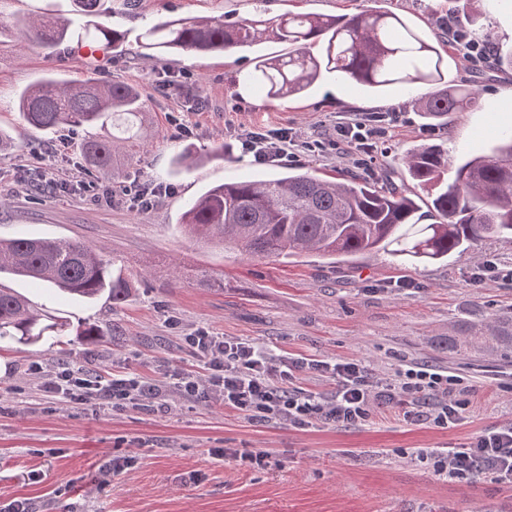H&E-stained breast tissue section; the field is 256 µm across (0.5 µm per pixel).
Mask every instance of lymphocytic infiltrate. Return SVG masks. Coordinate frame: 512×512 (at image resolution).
Wrapping results in <instances>:
<instances>
[{"instance_id": "1", "label": "lymphocytic infiltrate", "mask_w": 512, "mask_h": 512, "mask_svg": "<svg viewBox=\"0 0 512 512\" xmlns=\"http://www.w3.org/2000/svg\"><path fill=\"white\" fill-rule=\"evenodd\" d=\"M380 136L368 119L343 123L336 130L337 142L353 148L362 167L377 151ZM296 142L287 130L251 132L242 148L255 162L270 165L291 157ZM185 343L207 366L205 377L173 372L161 382L135 374L104 380L63 365L47 389L69 402L109 405L116 411L151 402L161 412L169 410L167 395L173 391L185 399L223 403L256 422L285 423L297 429L360 425L370 418L374 402L380 399L401 406L407 422L445 429L464 420L471 405L472 386L441 369L411 365L399 370L393 382L383 384L358 362L276 358L253 343L206 331L186 336ZM299 372L331 381L332 391L307 394L293 389ZM428 457L440 479L460 482L488 477L512 486V422L481 434L468 445L431 449Z\"/></svg>"}]
</instances>
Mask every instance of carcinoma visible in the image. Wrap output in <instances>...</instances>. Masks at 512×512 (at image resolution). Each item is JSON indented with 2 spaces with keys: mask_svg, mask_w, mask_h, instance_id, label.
<instances>
[{
  "mask_svg": "<svg viewBox=\"0 0 512 512\" xmlns=\"http://www.w3.org/2000/svg\"><path fill=\"white\" fill-rule=\"evenodd\" d=\"M70 18L16 16L0 22V42L37 43L55 51L64 42L128 44V33L112 25L131 0H70ZM267 41L288 44V53L254 57L250 78L268 97L300 96L325 74L380 91L388 86L426 85L412 100L427 119L475 106L478 91L469 84L448 85V57L438 33L422 34L391 12L340 16L287 12L275 18L258 10L248 18L167 16L142 28L135 38L143 57L184 52L224 54ZM18 111L34 129L51 132L105 127L119 131L108 139L89 137L82 158L98 178L120 176L117 157L142 140L144 111L139 91L130 85L91 77L82 82L50 73L21 92ZM203 158L195 147L175 158L189 168ZM410 178L422 186L438 184L448 172V154L423 144L404 156ZM433 223L424 224L419 206L402 191L382 189L367 177L321 179L309 170L288 168L273 179L237 181L202 192L183 212L180 226L198 241L237 248L250 257L318 254L338 262L384 250L413 263L441 260L471 244L512 235V129L491 155H478L457 167L454 180L432 200ZM28 278L60 296L92 302L105 295L126 301L128 280L114 272L97 247L78 241L31 235L0 238V278ZM66 335L62 323L45 324L31 303L10 288H0V341L36 344L49 335ZM496 351L512 348V322L479 328L447 348L461 344Z\"/></svg>",
  "mask_w": 512,
  "mask_h": 512,
  "instance_id": "obj_1",
  "label": "carcinoma"
}]
</instances>
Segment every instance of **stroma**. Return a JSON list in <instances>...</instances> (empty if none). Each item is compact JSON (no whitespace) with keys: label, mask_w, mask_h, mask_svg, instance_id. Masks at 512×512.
Segmentation results:
<instances>
[{"label":"stroma","mask_w":512,"mask_h":512,"mask_svg":"<svg viewBox=\"0 0 512 512\" xmlns=\"http://www.w3.org/2000/svg\"><path fill=\"white\" fill-rule=\"evenodd\" d=\"M266 2L269 17L382 10L425 31L451 16L461 22L471 16L467 0ZM255 8V0H138L114 22L134 33L167 15L237 20ZM447 50L449 79L475 84L479 99L437 126L410 103L422 95L419 87L395 85L370 95L329 78L306 95L270 99L246 79L256 53L251 49L152 60L112 50L94 57L67 43L50 57L37 47L0 46V129L16 143L0 157V236L61 237L101 248L132 284L116 307L103 297L89 305L63 302L41 285L0 281L50 314L101 329L90 339L72 337L64 359L49 336L34 345L0 343V506L25 498L33 512H512V487L488 478L449 483L419 458L422 450L458 447L512 422V350L443 346L460 329L512 316V239L482 240L423 264L384 251L336 264L315 254L249 258L189 239L178 225L205 188L270 173V166L244 155V133L287 129L304 142H322L319 152L298 149L292 163L332 179L357 171L351 148L336 144L337 125L394 112L399 119L388 125L370 175L404 187L429 209L434 191L410 179L402 163L406 152L440 145L453 169L467 157L491 154L500 130L512 124V68L495 57L474 66L455 44ZM50 72L70 80L95 75L140 90L145 148L129 171L133 180L166 187L153 208L136 211L71 186L75 174L86 184L96 181L79 149L88 130L22 126L19 92ZM188 102L199 109L176 126L172 118ZM216 140L224 143L223 158L173 174L185 145ZM44 168L54 170L57 184L35 189L28 176ZM198 330L247 340L276 356L358 361L384 382L405 366L426 365L463 378L477 393L468 417L444 430L407 425L392 404L375 406L362 426L299 430L252 422L175 393L163 414L150 406L96 411L44 390L64 362L104 379L126 373L159 379L169 368L204 375L203 363L182 341ZM35 364L40 374H31ZM215 448H263L284 465L242 468L214 458ZM115 455L135 462L102 481L101 468Z\"/></svg>","instance_id":"obj_1"}]
</instances>
